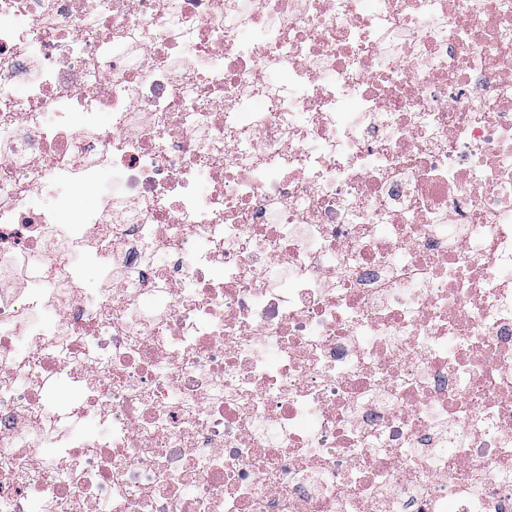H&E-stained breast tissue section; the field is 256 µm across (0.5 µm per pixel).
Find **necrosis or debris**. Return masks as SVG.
<instances>
[{"instance_id":"necrosis-or-debris-1","label":"necrosis or debris","mask_w":512,"mask_h":512,"mask_svg":"<svg viewBox=\"0 0 512 512\" xmlns=\"http://www.w3.org/2000/svg\"><path fill=\"white\" fill-rule=\"evenodd\" d=\"M0 512H512V0H0Z\"/></svg>"}]
</instances>
